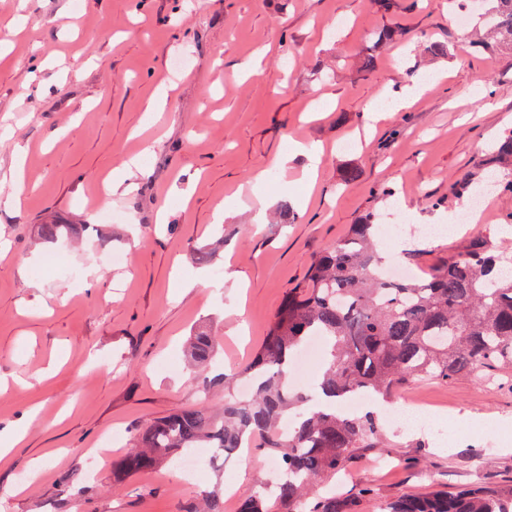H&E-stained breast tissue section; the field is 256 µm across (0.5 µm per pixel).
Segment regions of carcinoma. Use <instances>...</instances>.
I'll return each mask as SVG.
<instances>
[{"instance_id": "cac0c4a2", "label": "carcinoma", "mask_w": 512, "mask_h": 512, "mask_svg": "<svg viewBox=\"0 0 512 512\" xmlns=\"http://www.w3.org/2000/svg\"><path fill=\"white\" fill-rule=\"evenodd\" d=\"M492 28L512 48V0H492ZM386 27L374 35L362 62L369 70L376 54L400 40ZM379 216L365 214L344 239L309 265L304 283L288 292L253 359L237 372L207 383L224 384V410L201 404L156 419L139 430L134 444L112 464V474L130 477L154 470L193 448L217 456L244 444L278 462L282 476L273 488L257 485L238 503V512H348L345 501L315 493L360 448L375 447L379 423L374 413L343 415L295 390L289 367L295 352L312 336L327 339L317 393L333 399L354 393L387 397L418 380L446 382L474 372L484 382L496 372L512 373V276L491 233H479L427 275L390 280L382 275L376 250ZM42 224L41 236L55 241L63 228ZM190 365L204 372L214 362L218 341L205 331L189 337ZM252 380L254 393L241 399L238 380ZM194 512H222L221 496L203 490ZM383 512H512V488L476 483L456 491L403 495Z\"/></svg>"}]
</instances>
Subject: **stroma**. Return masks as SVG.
<instances>
[{
    "label": "stroma",
    "instance_id": "1",
    "mask_svg": "<svg viewBox=\"0 0 512 512\" xmlns=\"http://www.w3.org/2000/svg\"><path fill=\"white\" fill-rule=\"evenodd\" d=\"M393 24L404 40L359 71L371 33ZM1 40L0 432L28 435L0 458V512H182L216 484L233 488L224 512H235L268 477V455L121 482L112 460L155 418L223 407V387L205 393L189 377L191 333L218 336L220 368L240 367L311 260L362 214L383 216L387 245L397 215L454 221L463 185L484 184L512 130V52H471L448 0H398L392 14L376 0H0ZM432 42L447 56L430 59ZM417 81L423 96L393 110ZM296 142L323 148L315 175ZM133 157L131 189L113 191V169ZM486 198L488 220L430 241L424 268L479 227L512 223V192ZM50 216L85 230L42 240ZM112 252L127 263L110 264ZM51 253L57 269L41 271ZM407 397L500 426L448 440L389 424ZM376 414L377 447L336 477L353 512L478 481L512 486V378L411 384ZM358 484L371 499L354 496Z\"/></svg>",
    "mask_w": 512,
    "mask_h": 512
}]
</instances>
